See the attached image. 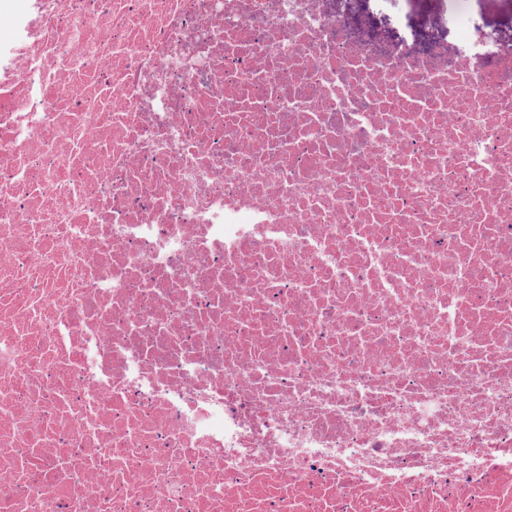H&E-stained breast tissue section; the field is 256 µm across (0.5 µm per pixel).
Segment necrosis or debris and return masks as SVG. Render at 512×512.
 Returning a JSON list of instances; mask_svg holds the SVG:
<instances>
[{
  "label": "necrosis or debris",
  "mask_w": 512,
  "mask_h": 512,
  "mask_svg": "<svg viewBox=\"0 0 512 512\" xmlns=\"http://www.w3.org/2000/svg\"><path fill=\"white\" fill-rule=\"evenodd\" d=\"M455 23L29 0L0 512H512V42Z\"/></svg>",
  "instance_id": "1"
}]
</instances>
